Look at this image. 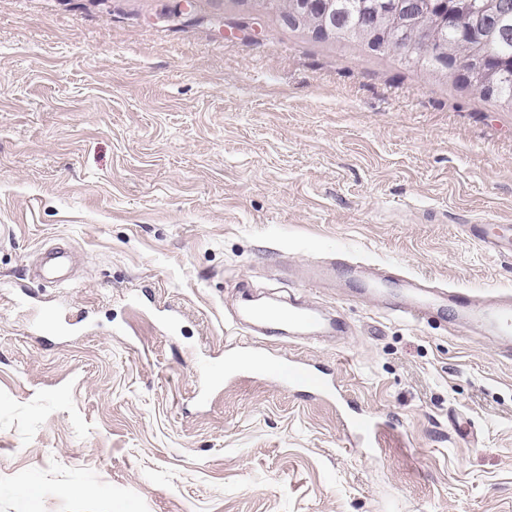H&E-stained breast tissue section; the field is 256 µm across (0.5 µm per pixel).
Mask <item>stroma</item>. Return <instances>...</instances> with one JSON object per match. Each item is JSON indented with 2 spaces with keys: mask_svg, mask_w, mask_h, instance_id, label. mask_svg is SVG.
Here are the masks:
<instances>
[{
  "mask_svg": "<svg viewBox=\"0 0 512 512\" xmlns=\"http://www.w3.org/2000/svg\"><path fill=\"white\" fill-rule=\"evenodd\" d=\"M173 6L0 0V512H512L496 339L292 276L342 251L512 290L465 231L512 225V110L234 0ZM252 297L341 312V339L260 352L330 372L386 422L372 449L272 375L202 381ZM69 260L70 255L66 250L59 249L49 252L41 264L39 277L50 283L63 282L65 280L63 271Z\"/></svg>",
  "mask_w": 512,
  "mask_h": 512,
  "instance_id": "35a3bbf8",
  "label": "stroma"
}]
</instances>
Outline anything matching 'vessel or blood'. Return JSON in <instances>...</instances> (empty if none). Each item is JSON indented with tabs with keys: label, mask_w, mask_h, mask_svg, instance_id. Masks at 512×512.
Instances as JSON below:
<instances>
[{
	"label": "vessel or blood",
	"mask_w": 512,
	"mask_h": 512,
	"mask_svg": "<svg viewBox=\"0 0 512 512\" xmlns=\"http://www.w3.org/2000/svg\"><path fill=\"white\" fill-rule=\"evenodd\" d=\"M468 232L485 248L512 255L511 236L489 233L482 224L470 225ZM69 260L66 250L49 252L41 264L40 278L50 283L63 282V271ZM295 275L300 280L322 285L355 281L359 293L375 298L380 310L402 319L443 318L451 328L496 336L503 356L512 357L511 292L502 291L487 297L452 288H436L417 277L343 258L310 262L299 266ZM249 317L264 326H287L289 332L301 340L333 334L340 329L339 323L322 313L292 305L256 308L250 311ZM279 370L286 380L296 384L307 383L312 378L306 363L292 356L281 362Z\"/></svg>",
	"instance_id": "b4317fda"
}]
</instances>
